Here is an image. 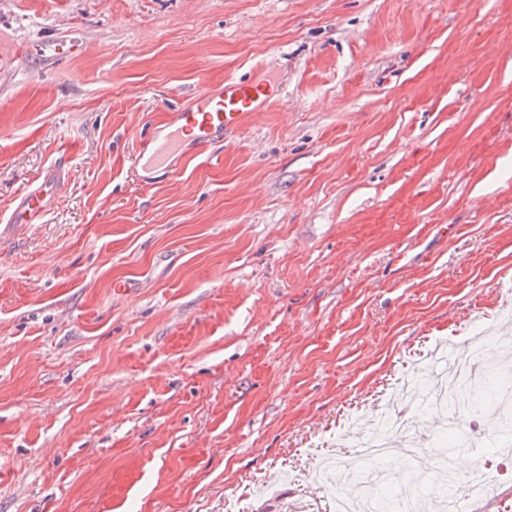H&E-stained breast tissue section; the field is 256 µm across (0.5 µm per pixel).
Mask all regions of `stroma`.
<instances>
[{
	"instance_id": "obj_1",
	"label": "stroma",
	"mask_w": 512,
	"mask_h": 512,
	"mask_svg": "<svg viewBox=\"0 0 512 512\" xmlns=\"http://www.w3.org/2000/svg\"><path fill=\"white\" fill-rule=\"evenodd\" d=\"M228 77L281 95L147 178ZM54 168L0 249V512H334L352 421L512 317V0H0V225ZM58 188V181L49 174L35 189L16 201L10 217L12 224L0 225V244L10 239L13 231L26 224L38 223L46 211L48 201L57 193Z\"/></svg>"
}]
</instances>
